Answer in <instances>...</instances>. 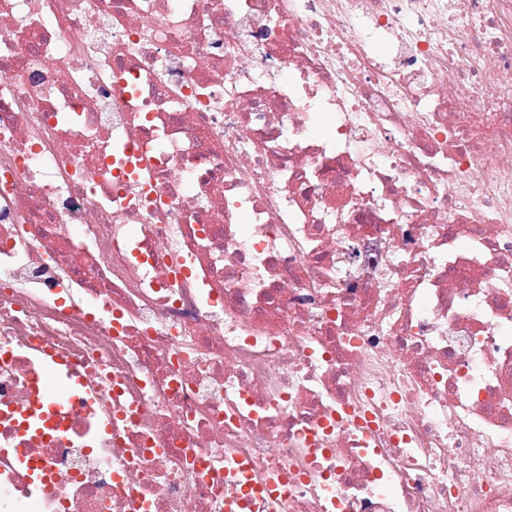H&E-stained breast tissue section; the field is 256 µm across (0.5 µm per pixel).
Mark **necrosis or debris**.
Masks as SVG:
<instances>
[{"mask_svg": "<svg viewBox=\"0 0 512 512\" xmlns=\"http://www.w3.org/2000/svg\"><path fill=\"white\" fill-rule=\"evenodd\" d=\"M0 512H512V0H0Z\"/></svg>", "mask_w": 512, "mask_h": 512, "instance_id": "4bbe7bcc", "label": "necrosis or debris"}]
</instances>
